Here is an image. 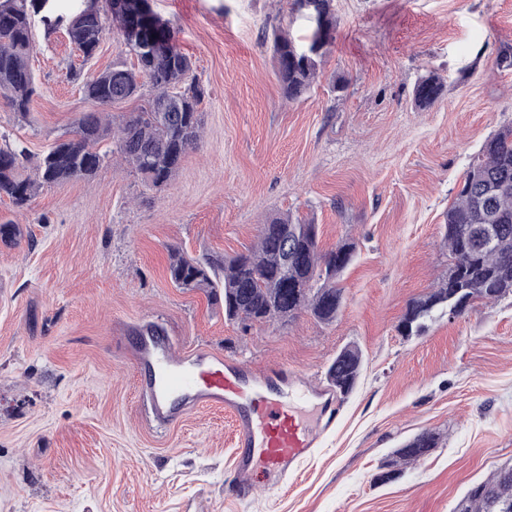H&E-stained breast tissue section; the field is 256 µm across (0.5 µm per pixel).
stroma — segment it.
Here are the masks:
<instances>
[{"instance_id": "1", "label": "stroma", "mask_w": 512, "mask_h": 512, "mask_svg": "<svg viewBox=\"0 0 512 512\" xmlns=\"http://www.w3.org/2000/svg\"><path fill=\"white\" fill-rule=\"evenodd\" d=\"M205 89L202 138L170 184L148 189L114 152L96 176L0 200V512H454L470 486L512 465V297L397 324L451 259L442 225L483 144L512 127V0H333L336 29L316 83L283 97L272 42L304 41L290 0H151ZM38 86L27 117L0 98V146L28 151L24 173L91 112L87 74L129 65L116 31L83 62L64 31L33 28ZM442 97L421 109L428 72ZM277 214L312 220L328 250L357 243L342 308L324 325L226 320L222 304L176 287L169 251L230 257ZM154 322L180 348L202 345L255 369L288 363L311 386L345 346L362 366L334 396L336 420L297 472L240 502L235 424L201 409L160 428L120 337ZM424 431L437 448L378 476ZM443 92V83L432 72L422 76L414 87V102L419 108H426L434 104Z\"/></svg>"}]
</instances>
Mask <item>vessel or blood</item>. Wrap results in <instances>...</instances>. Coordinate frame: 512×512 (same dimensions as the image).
I'll use <instances>...</instances> for the list:
<instances>
[{
	"instance_id": "obj_1",
	"label": "vessel or blood",
	"mask_w": 512,
	"mask_h": 512,
	"mask_svg": "<svg viewBox=\"0 0 512 512\" xmlns=\"http://www.w3.org/2000/svg\"><path fill=\"white\" fill-rule=\"evenodd\" d=\"M138 373L153 422L169 426L200 408L230 413L245 482L262 471L281 483L312 454L320 435L299 406L315 402L318 417L333 423L331 401L286 364L257 371L205 347L176 351L172 336L155 323L138 325L125 348Z\"/></svg>"
}]
</instances>
